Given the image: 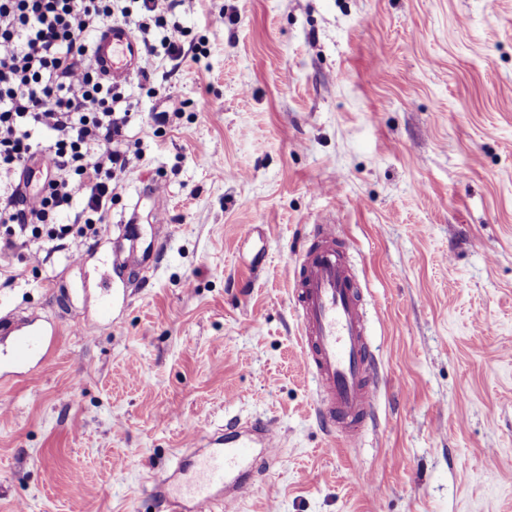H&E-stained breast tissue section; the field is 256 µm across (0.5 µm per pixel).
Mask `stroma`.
<instances>
[{
  "label": "stroma",
  "instance_id": "1",
  "mask_svg": "<svg viewBox=\"0 0 512 512\" xmlns=\"http://www.w3.org/2000/svg\"><path fill=\"white\" fill-rule=\"evenodd\" d=\"M180 22L184 57L143 62L163 90L122 87L144 158L83 260L0 256V316L55 335L21 367L0 335V512H174L159 480L231 417L280 436L233 512H512V0H199ZM316 224L378 361L352 444L315 413L290 301Z\"/></svg>",
  "mask_w": 512,
  "mask_h": 512
}]
</instances>
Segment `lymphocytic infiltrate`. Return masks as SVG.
<instances>
[{"label":"lymphocytic infiltrate","instance_id":"1","mask_svg":"<svg viewBox=\"0 0 512 512\" xmlns=\"http://www.w3.org/2000/svg\"><path fill=\"white\" fill-rule=\"evenodd\" d=\"M137 2L0 0V254L41 240L71 259L105 223L133 170L132 114L120 88L92 69L88 38L116 22L140 34L146 55L178 58L185 31L174 14L197 4ZM44 156L53 164L27 198L18 179ZM69 209L72 223H60Z\"/></svg>","mask_w":512,"mask_h":512}]
</instances>
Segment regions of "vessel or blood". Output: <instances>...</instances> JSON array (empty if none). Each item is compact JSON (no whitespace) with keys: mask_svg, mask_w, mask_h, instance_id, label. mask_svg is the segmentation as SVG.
<instances>
[{"mask_svg":"<svg viewBox=\"0 0 512 512\" xmlns=\"http://www.w3.org/2000/svg\"><path fill=\"white\" fill-rule=\"evenodd\" d=\"M90 51L93 66L113 86L127 83L141 69L143 48L124 25L97 32ZM313 237L294 266L292 301L303 361L316 384V411L335 422L347 439L359 432L372 408L378 367L361 288L336 245L332 225H315ZM43 346V331L29 330L16 339L14 355L23 361ZM278 447L272 424L235 422L205 446L179 457L158 489L171 493L176 512H207L216 495L235 501L249 494V477L258 461L274 458Z\"/></svg>","mask_w":512,"mask_h":512,"instance_id":"obj_1","label":"vessel or blood"}]
</instances>
